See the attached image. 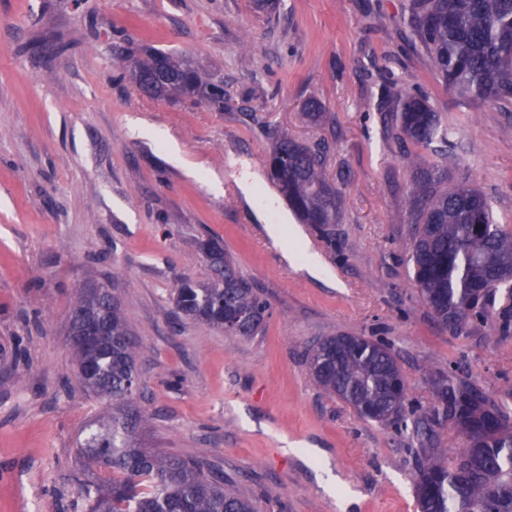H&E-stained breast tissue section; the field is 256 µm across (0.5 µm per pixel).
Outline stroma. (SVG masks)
<instances>
[{
  "label": "stroma",
  "mask_w": 512,
  "mask_h": 512,
  "mask_svg": "<svg viewBox=\"0 0 512 512\" xmlns=\"http://www.w3.org/2000/svg\"><path fill=\"white\" fill-rule=\"evenodd\" d=\"M407 4L0 0V344L23 351L0 361V512L88 510L78 446L112 413L78 383L67 339L88 281L112 284L141 344L139 442L207 461L259 512H418L417 440L313 383L307 352L322 338L386 344L412 406L430 407L431 371L454 364L512 405V316L454 335L409 276L406 190L415 164L442 160L400 151L367 103L389 75L428 97L456 144L449 179L479 187L511 226L512 112L448 88L403 39ZM144 45L222 79L224 111L142 94L123 58ZM311 95L325 110L318 126L301 111ZM283 132L330 145L342 193L333 241L269 177ZM245 168L259 176L251 205L237 184ZM202 235L268 301L262 333L173 317V281L206 273Z\"/></svg>",
  "instance_id": "35a3bbf8"
}]
</instances>
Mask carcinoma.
Returning a JSON list of instances; mask_svg holds the SVG:
<instances>
[{
  "mask_svg": "<svg viewBox=\"0 0 512 512\" xmlns=\"http://www.w3.org/2000/svg\"><path fill=\"white\" fill-rule=\"evenodd\" d=\"M403 27L449 87L504 109L512 105V0H410ZM131 78L154 99L179 98L224 109V86L189 59L152 47L124 58ZM385 131L404 143L452 146L448 125L428 100L396 82L378 93ZM328 147L283 133L269 157V175L288 205L318 236L332 239L341 191L325 173ZM407 195L415 225L409 275L441 323L458 336L486 322L502 287L512 299V229L495 221L475 185L452 183L447 170L419 166ZM207 267L202 281L177 280L175 314L239 336L260 331L268 306L213 237L196 240ZM76 290L68 335L92 336L72 352L79 382L123 407L135 394L140 344L117 296ZM314 384L367 421L409 430L429 444L414 448L419 512H512V417L479 385L451 369L432 375L434 404L407 409L406 385L390 348L364 336H331L309 350ZM144 416L122 412L100 423L79 445L90 470L104 472L83 487L89 512H257L255 503L224 488L203 461L144 448L136 433ZM452 424L462 448L444 456L436 429Z\"/></svg>",
  "mask_w": 512,
  "mask_h": 512,
  "instance_id": "cac0c4a2",
  "label": "carcinoma"
}]
</instances>
